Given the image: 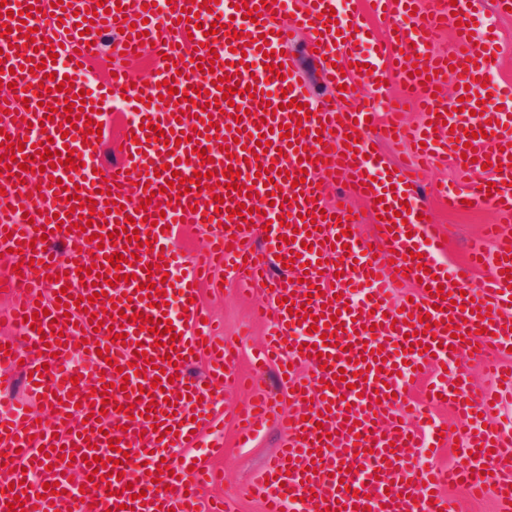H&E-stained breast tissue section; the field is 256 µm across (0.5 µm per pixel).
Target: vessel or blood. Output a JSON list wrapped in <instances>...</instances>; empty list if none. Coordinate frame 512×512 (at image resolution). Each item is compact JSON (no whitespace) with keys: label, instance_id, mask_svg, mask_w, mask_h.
<instances>
[{"label":"vessel or blood","instance_id":"obj_1","mask_svg":"<svg viewBox=\"0 0 512 512\" xmlns=\"http://www.w3.org/2000/svg\"><path fill=\"white\" fill-rule=\"evenodd\" d=\"M96 2L64 0L54 6L50 0H7L0 6V15L14 12L6 21L10 34L0 37V82L14 83L16 90L15 96L0 98V144L27 141L23 154L32 159L46 139L54 152L52 167L35 173L6 168L12 152L0 153V188L33 217L29 224L0 227V249L10 250L15 265L5 276L12 298L9 319L23 335L10 342L8 354L0 353V366L31 374L27 392L48 407L39 415L19 408L0 416V512L16 499L25 512H196L200 489L214 473L209 452L183 453L193 419L210 413L216 393L240 384L234 346L204 339L201 313L191 301L195 283L218 267L243 278L256 293V310L270 336L260 360L278 366L279 385L299 408L295 416L281 413L276 396L261 390V376L250 377L256 393L252 405L237 414L241 436L269 424L283 439L252 484L264 512H281L295 497L302 512H456L453 499L439 490L445 482L466 484L474 494L492 489L502 504L512 503V431L484 425L492 397L471 396L465 374L435 381L415 409L421 417L426 407L443 404L467 420L468 456L448 474L408 464L409 449L423 441L393 416L398 402L392 394L400 389L396 365L402 359L420 370L453 362L466 350L512 387V365L504 362L512 347V283L504 275L512 270V125L503 126V113L492 105L474 102L480 79L498 65L492 48L476 47L468 29L470 11L480 0H375L389 32L368 54L357 47L358 15L337 8L336 0H224L220 11L207 10L202 0H170L162 14L144 8V0H108L102 13ZM242 3L259 10L257 22L244 19ZM47 11L55 22L46 23L34 47H26L30 27L44 23ZM450 16L458 20L452 53L431 54ZM89 17L94 30L81 34L78 24ZM214 23L220 29L209 48L205 33ZM132 26L138 31L134 38L125 33ZM102 28L119 31L128 58L150 48L167 63L158 66L154 84L141 89L128 87L123 68H116L98 112L67 122L66 94L39 93L35 87L51 73L56 82L72 81V94L86 88L85 65L102 50L97 42ZM300 30L309 34L308 52L323 57L326 83L343 87L351 104L343 110L331 102L311 106L302 133L284 140L278 126L299 117L300 105L309 100L282 53L291 33ZM52 46L58 49L53 62ZM188 46L211 61L212 70H198L187 60ZM30 57L45 59L44 69L26 70ZM270 63L281 65L280 78H269ZM447 74L454 75L456 87H467L468 100L439 93ZM225 76L236 89L227 103L220 102L215 85ZM392 78L400 84L401 101L427 118L408 135L400 110L389 112L396 137H409L414 156L464 155L471 172L486 162L499 167L493 190L447 193L453 208L469 200L495 212L496 222L488 227L497 241L494 254L479 246L470 252V266L487 269L480 282L448 279L447 267L434 257L437 226L413 189L417 169L387 172L384 158L371 147L380 122L371 107L354 103L352 87L371 83L380 91ZM250 84L256 90L249 96L244 89ZM189 92L195 93L194 102L185 101ZM125 96L150 98L152 126L186 134V141L166 152L163 142L151 140L150 129L134 122L127 127L121 161L101 165L97 137L85 123L107 121L109 105ZM287 97L297 100V108L282 109ZM237 106L244 111L239 120L232 116ZM202 112L210 122L199 121ZM490 119L491 135L468 139L467 128L483 129ZM349 136L357 138V147H346ZM262 138L272 143L264 154L257 147ZM197 146L205 148L211 165H201L193 153ZM66 147L74 151L71 169L59 156ZM229 167L240 173V190L222 184V171ZM189 170L211 173L215 189L182 194L171 187L173 172ZM325 171L340 173L349 193L370 201L381 244L376 253H368V238L357 233L354 213L327 204L317 186ZM53 177L61 179L62 190L50 187ZM297 179L302 186L296 191ZM72 187L96 203L98 214L83 231L75 224L90 214L71 209L66 197ZM109 200L122 204V211L106 213ZM241 204L267 213L265 251L251 249L256 226L237 215ZM401 211L402 223L396 220ZM131 215L138 216V229L149 234L151 247H137L118 233V222ZM311 216L318 219L312 232L304 226ZM183 221L207 229L189 262L163 253L159 245L162 229ZM41 232L44 245H33ZM93 234L103 236V247L96 252L95 273L82 277L76 265L85 262ZM125 249L135 253L134 263L111 265L109 256ZM280 258L291 260L292 267L277 279L271 268ZM328 269L337 273L334 282L324 276ZM122 272L129 281L119 280ZM166 274L183 285L182 310L171 318L179 334L175 340L142 330L134 319L138 313L161 319ZM403 281L416 289L391 308L386 292ZM357 282L373 287L371 301L362 306L344 295ZM149 283L155 293H146ZM65 287L71 296L88 298L87 309L57 308ZM290 300L304 307L306 320L289 314ZM406 312L417 316L415 325L402 322ZM426 314L433 329L419 321ZM31 315L35 324H26ZM318 315L332 318L333 344L311 332V319ZM121 333L125 341L115 342ZM88 343L108 350V358L85 351ZM202 351L210 353V365L204 374L190 375ZM300 361L313 369L304 380L288 369ZM342 369L353 374L352 384L337 380ZM157 378L164 388L154 387ZM105 399L111 407L104 414L99 405ZM113 439L119 442L115 451L109 447ZM483 465L490 473H480ZM153 472L159 473L158 482H151ZM54 483L60 494L52 493Z\"/></svg>","mask_w":512,"mask_h":512}]
</instances>
